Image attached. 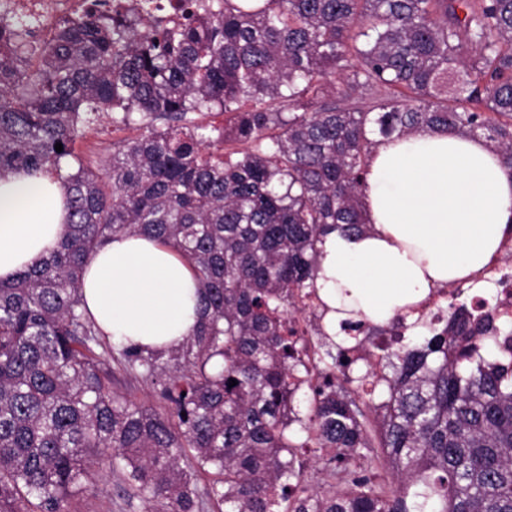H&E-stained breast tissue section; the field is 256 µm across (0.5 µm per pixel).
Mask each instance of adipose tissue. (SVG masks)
I'll return each mask as SVG.
<instances>
[{"instance_id": "obj_1", "label": "adipose tissue", "mask_w": 512, "mask_h": 512, "mask_svg": "<svg viewBox=\"0 0 512 512\" xmlns=\"http://www.w3.org/2000/svg\"><path fill=\"white\" fill-rule=\"evenodd\" d=\"M364 233L324 236L314 286L328 333L362 317L385 323L432 289L479 275L512 234V174L482 138L422 130L379 140L370 157ZM67 196L48 174L0 177V281L57 249ZM85 306L101 332L143 349L167 350L197 324L198 288L171 247L141 236L114 238L86 265Z\"/></svg>"}]
</instances>
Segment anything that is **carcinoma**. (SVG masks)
<instances>
[{"mask_svg": "<svg viewBox=\"0 0 512 512\" xmlns=\"http://www.w3.org/2000/svg\"><path fill=\"white\" fill-rule=\"evenodd\" d=\"M35 39L0 20V175L54 174L70 220L0 281V512H71L96 469L149 512H512V365L482 355L512 328L489 335L462 302L367 388L322 314L306 382L289 326L328 230L368 228L374 136L480 137L512 174V0H185L169 20L145 2ZM204 110L228 123H195ZM105 115L144 133L95 168L74 144ZM134 234L198 283L200 324L167 352L108 340L80 294L96 250ZM366 322H342L363 349ZM119 370L155 403L118 390Z\"/></svg>", "mask_w": 512, "mask_h": 512, "instance_id": "obj_1", "label": "carcinoma"}]
</instances>
